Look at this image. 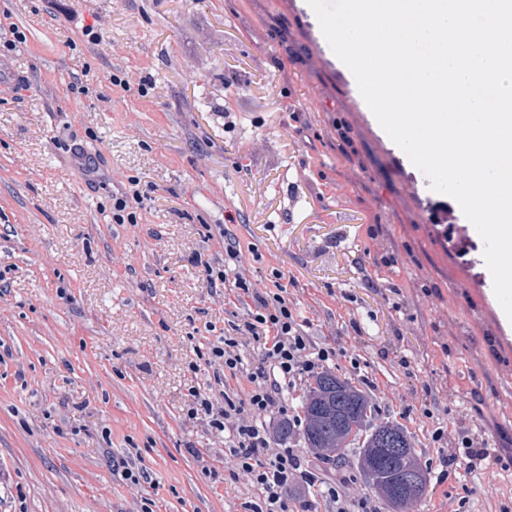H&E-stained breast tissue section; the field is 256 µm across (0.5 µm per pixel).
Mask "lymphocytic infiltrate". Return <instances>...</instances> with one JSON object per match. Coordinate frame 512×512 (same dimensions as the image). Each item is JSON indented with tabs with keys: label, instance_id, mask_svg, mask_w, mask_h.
<instances>
[{
	"label": "lymphocytic infiltrate",
	"instance_id": "f902f5d3",
	"mask_svg": "<svg viewBox=\"0 0 512 512\" xmlns=\"http://www.w3.org/2000/svg\"><path fill=\"white\" fill-rule=\"evenodd\" d=\"M203 268L210 287L230 289L254 303L247 316L204 353L216 385L193 390V405L188 410L191 418L201 420L211 435L224 441L238 473L248 478L254 498L245 502V512H288L285 492L294 483L320 498L326 512H377L371 497L347 492L346 479L326 481L300 453L270 446L261 414L283 410L285 388L336 355L335 349L312 341L281 283V272L273 271V287L256 288L235 241L225 243L222 264L207 261ZM247 345L261 353L259 364L250 368L245 367L242 355ZM241 373L251 385L243 396L229 387L230 379ZM492 456L486 440L464 436L448 453L439 455L438 478L444 481L456 473L472 474L486 468Z\"/></svg>",
	"mask_w": 512,
	"mask_h": 512
}]
</instances>
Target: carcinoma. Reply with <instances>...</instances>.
<instances>
[{
	"label": "carcinoma",
	"instance_id": "carcinoma-1",
	"mask_svg": "<svg viewBox=\"0 0 512 512\" xmlns=\"http://www.w3.org/2000/svg\"><path fill=\"white\" fill-rule=\"evenodd\" d=\"M305 444L320 459L340 467H355L364 475L365 485L350 483L349 490L365 489L378 494L391 509L413 508L427 495V477L415 448V441L397 424L380 419L374 403L347 378L333 371L314 377L300 401ZM397 436L407 449L406 463L419 477V484L402 483V463L391 467L381 463V435Z\"/></svg>",
	"mask_w": 512,
	"mask_h": 512
}]
</instances>
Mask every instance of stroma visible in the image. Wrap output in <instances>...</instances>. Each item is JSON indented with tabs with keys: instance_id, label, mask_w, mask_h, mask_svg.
I'll return each mask as SVG.
<instances>
[{
	"instance_id": "35a3bbf8",
	"label": "stroma",
	"mask_w": 512,
	"mask_h": 512,
	"mask_svg": "<svg viewBox=\"0 0 512 512\" xmlns=\"http://www.w3.org/2000/svg\"><path fill=\"white\" fill-rule=\"evenodd\" d=\"M69 7L79 23L0 0V45L25 36L0 52V512H244L247 479L210 474L195 451L224 443L187 415L190 388L214 380L198 349L248 311L194 261L223 260V238L201 235L228 212L256 287L280 270L309 334L338 352L328 368L372 374L380 417L414 437L429 494L413 512H455L467 485L469 512L512 501V468L441 482L430 467L438 418L512 458V321L484 242L429 223V180L306 0ZM76 143L106 188L71 166ZM132 181L145 201L113 223ZM129 457L148 483L123 479Z\"/></svg>"
}]
</instances>
